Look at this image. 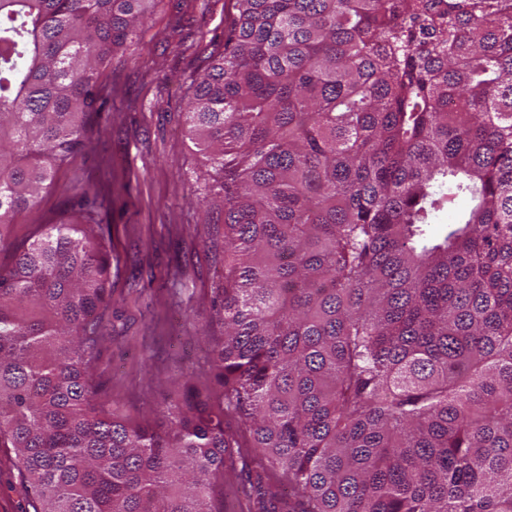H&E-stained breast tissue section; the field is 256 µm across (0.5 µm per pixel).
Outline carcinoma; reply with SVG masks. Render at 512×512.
Here are the masks:
<instances>
[{
    "instance_id": "cac0c4a2",
    "label": "carcinoma",
    "mask_w": 512,
    "mask_h": 512,
    "mask_svg": "<svg viewBox=\"0 0 512 512\" xmlns=\"http://www.w3.org/2000/svg\"><path fill=\"white\" fill-rule=\"evenodd\" d=\"M157 3L0 0V447L33 512H224L238 462L253 512H512V0H232L185 112L212 385L132 418L96 381L101 204L6 232Z\"/></svg>"
}]
</instances>
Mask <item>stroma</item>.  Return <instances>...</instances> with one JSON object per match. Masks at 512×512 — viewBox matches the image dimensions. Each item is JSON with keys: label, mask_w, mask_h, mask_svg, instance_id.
Instances as JSON below:
<instances>
[{"label": "stroma", "mask_w": 512, "mask_h": 512, "mask_svg": "<svg viewBox=\"0 0 512 512\" xmlns=\"http://www.w3.org/2000/svg\"><path fill=\"white\" fill-rule=\"evenodd\" d=\"M229 0H159L141 28L135 59L112 64L94 147L61 174L56 190L11 229L23 242L36 225L79 209L81 196L104 199L112 235V339L98 381L125 414L162 402L171 379L210 382L206 331L216 330L214 268L204 241L220 214L197 206L209 172L185 135L191 79L224 39ZM14 452L0 448V512H33Z\"/></svg>", "instance_id": "obj_1"}]
</instances>
